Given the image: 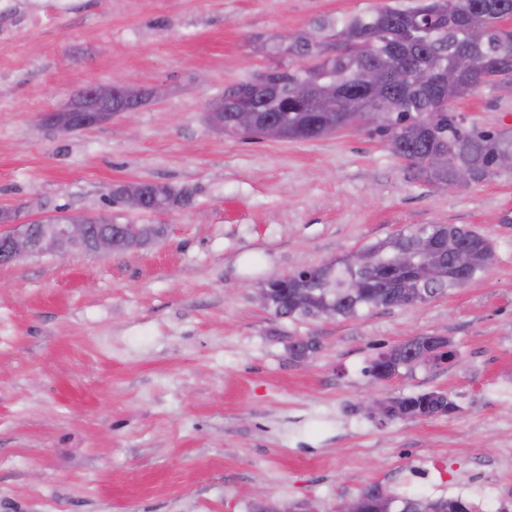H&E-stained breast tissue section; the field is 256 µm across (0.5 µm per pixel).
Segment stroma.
<instances>
[{
    "instance_id": "1",
    "label": "stroma",
    "mask_w": 512,
    "mask_h": 512,
    "mask_svg": "<svg viewBox=\"0 0 512 512\" xmlns=\"http://www.w3.org/2000/svg\"><path fill=\"white\" fill-rule=\"evenodd\" d=\"M0 0L38 20L0 41V209L156 224L112 253L0 266V512H339L370 485L512 512V171L468 187L410 178L366 122L303 142L228 137L204 104L255 76L273 44L415 0ZM167 94L133 123L44 125L91 82ZM512 132V88L454 102ZM193 188L138 213L111 185ZM493 245L489 269L427 302L354 319L275 315L268 277L321 266L418 225ZM444 336L455 365L377 382L388 348ZM297 341L314 348L295 355ZM441 391L450 415L379 422L362 407Z\"/></svg>"
}]
</instances>
